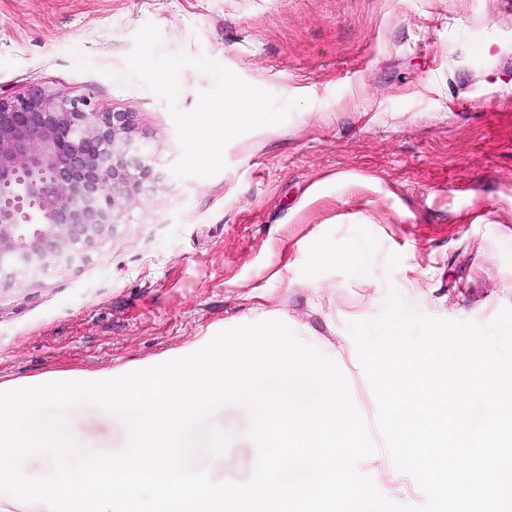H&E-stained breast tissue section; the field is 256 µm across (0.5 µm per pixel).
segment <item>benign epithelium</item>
Returning a JSON list of instances; mask_svg holds the SVG:
<instances>
[{"mask_svg": "<svg viewBox=\"0 0 512 512\" xmlns=\"http://www.w3.org/2000/svg\"><path fill=\"white\" fill-rule=\"evenodd\" d=\"M156 183L132 113L42 90L0 99V279L86 261Z\"/></svg>", "mask_w": 512, "mask_h": 512, "instance_id": "obj_1", "label": "benign epithelium"}]
</instances>
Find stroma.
I'll return each mask as SVG.
<instances>
[{"label":"stroma","instance_id":"35a3bbf8","mask_svg":"<svg viewBox=\"0 0 512 512\" xmlns=\"http://www.w3.org/2000/svg\"><path fill=\"white\" fill-rule=\"evenodd\" d=\"M147 23L163 52L305 105L230 141L217 174L175 177L172 116L128 71ZM36 89L133 113L158 182L88 261L0 286V381L125 373L280 320L336 362L371 423L348 323L393 289L480 325L512 306V0H0V98ZM210 423L232 436L224 465L196 466L247 482V410ZM75 426L92 451L125 446L119 418L89 408ZM358 470L396 502L426 500L385 450Z\"/></svg>","mask_w":512,"mask_h":512}]
</instances>
